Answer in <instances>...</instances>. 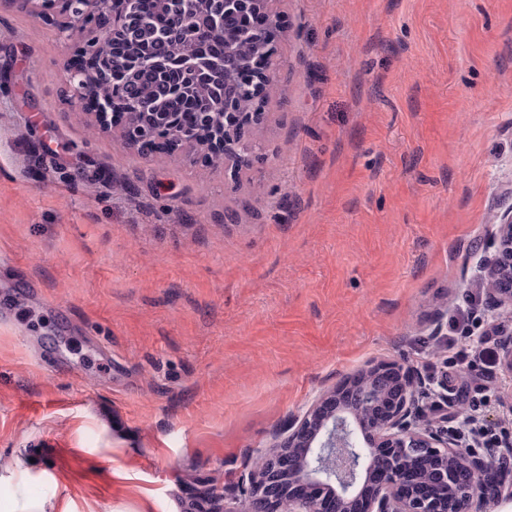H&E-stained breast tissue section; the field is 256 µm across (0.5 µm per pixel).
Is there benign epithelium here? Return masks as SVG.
<instances>
[{
  "instance_id": "obj_1",
  "label": "benign epithelium",
  "mask_w": 512,
  "mask_h": 512,
  "mask_svg": "<svg viewBox=\"0 0 512 512\" xmlns=\"http://www.w3.org/2000/svg\"><path fill=\"white\" fill-rule=\"evenodd\" d=\"M48 12L58 9L66 20L65 34L93 36L85 40L81 59L99 60L101 48L121 35L144 27L138 15L113 9L112 0H41ZM197 9L176 15L155 32L160 43L187 39L200 12L216 29L235 26L262 42L251 66L242 65L235 47L218 60H199L185 53L172 61L158 53L122 60L112 68L89 72L76 62L68 67L80 100L90 97L93 80L125 84L123 69L152 71L171 84L184 74L234 78V88L217 90L205 125L219 130L201 139L197 130L180 127L171 112L156 111L150 97L130 87L124 110L112 111V101L94 103L99 127H120L125 144L138 152L202 149L210 158H224V180L235 182L240 172L265 161L258 134L265 119L267 93L276 88L274 70L284 20L271 0H196ZM252 97L257 107L244 111L241 99ZM496 249L487 259L486 297L492 319L512 315V207L495 218ZM504 365L512 375V328L499 331ZM428 379L399 364H370L321 391L301 412L273 435L272 450L254 462L238 481L244 512H489L495 503L512 500V440L496 448L463 443L469 418L448 425V412L423 405L420 396Z\"/></svg>"
}]
</instances>
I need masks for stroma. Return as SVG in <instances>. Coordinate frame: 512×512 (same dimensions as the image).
I'll list each match as a JSON object with an SVG mask.
<instances>
[{"label": "stroma", "instance_id": "1", "mask_svg": "<svg viewBox=\"0 0 512 512\" xmlns=\"http://www.w3.org/2000/svg\"><path fill=\"white\" fill-rule=\"evenodd\" d=\"M272 8L265 161L234 184L91 131L60 20L0 8V512H195L207 489L235 512L323 388L443 370L512 206V0ZM509 399L498 372L477 415L500 436ZM11 512H59L55 495L29 498L22 503H13ZM33 510V511H29Z\"/></svg>", "mask_w": 512, "mask_h": 512}]
</instances>
